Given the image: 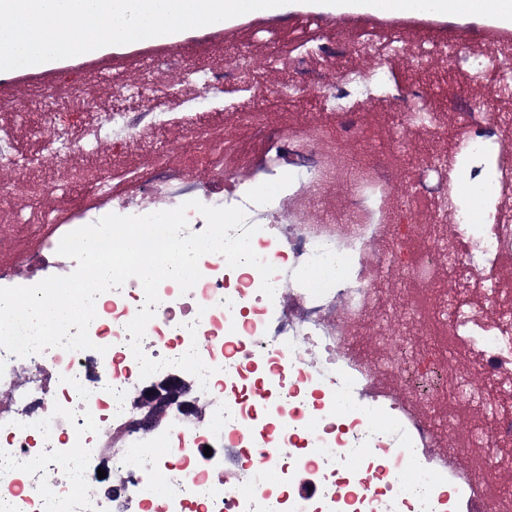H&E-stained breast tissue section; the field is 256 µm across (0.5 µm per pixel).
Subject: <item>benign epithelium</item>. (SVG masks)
<instances>
[{
  "instance_id": "obj_1",
  "label": "benign epithelium",
  "mask_w": 512,
  "mask_h": 512,
  "mask_svg": "<svg viewBox=\"0 0 512 512\" xmlns=\"http://www.w3.org/2000/svg\"><path fill=\"white\" fill-rule=\"evenodd\" d=\"M201 398L193 393V384L179 375L145 386L134 400L136 413L127 424L130 431L147 434L161 425L170 410L174 409L185 420L196 423L204 418Z\"/></svg>"
}]
</instances>
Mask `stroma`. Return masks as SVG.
<instances>
[{"label":"stroma","mask_w":512,"mask_h":512,"mask_svg":"<svg viewBox=\"0 0 512 512\" xmlns=\"http://www.w3.org/2000/svg\"><path fill=\"white\" fill-rule=\"evenodd\" d=\"M313 17L307 11H291L274 17L254 15L229 27L194 31L174 46L144 43L93 58L75 56L48 70L0 75V124L13 128L17 150L34 156L41 149L45 128L39 111H18L19 99H35L39 90L46 86L54 87L63 96L78 88L103 93L114 85L132 87L152 66L163 74H178L180 67L172 62L176 56L202 69L224 71L235 65L233 49L246 44L255 61L253 86L261 91L259 103L265 111L268 127L284 132L298 124L310 126L317 134L320 158L330 171L327 182L305 186L301 198L290 203L289 209L295 218L309 223L318 219L321 208L347 209L360 182L371 174L384 155L394 153L398 156V167L384 214L390 239L409 251L431 245L426 206L416 207L413 223L397 221L401 208L407 204L412 168L433 154L454 150L459 145L465 131L453 115L456 106L481 101L488 110L501 108V101L490 95L495 74L485 72L480 82L475 83L464 71L444 60L423 68L406 58L387 61L385 69L390 88L422 89L439 119L438 129L406 130L404 137L409 148L402 153L396 150L394 119L385 99L362 97L355 102L370 130V143H340L333 134V112L324 109L316 93L286 98L279 86L289 76L299 75L308 80L316 73L328 76L342 66L357 68L362 63L361 58L346 55L324 60L312 58L307 62V71L299 72V44L305 38L349 45L385 30L400 31L412 43L458 37L465 39V51L470 60L479 62L503 42H512V29L479 18L441 20L382 14H321L314 17L318 23L312 27L308 21ZM268 30L278 32V41L260 42V35ZM247 97V91L230 84L222 103L216 106L212 103L211 92L190 90L188 107L206 113L208 126L215 133L210 149L202 154L193 152L183 138L184 110L188 107L171 103L167 106L171 121L160 141L138 137L118 146L103 135L97 143L81 146L69 160L30 167L26 175L28 184H36L49 174L54 177L58 190L49 200L30 195L0 197V230L16 237L13 246L0 248V259L10 264L18 251L58 247L76 212L92 208L101 213L111 212L112 199L116 196L135 200V181L142 175L153 176L162 183L163 193L152 200L160 209L168 208V193L172 189L204 188L212 176L227 165L236 167L238 180L258 179L263 145L257 132L237 119L238 104ZM98 170L114 175L103 192L89 179L90 173ZM374 277L382 281L385 291L357 331L361 352L376 359L387 348L392 330L407 324L408 298L399 293V283L386 265L377 264ZM419 346L422 353L416 359L417 366L423 370L439 367L451 382L462 376L472 362L470 352L449 342L444 334L420 339ZM374 385L404 403L410 411L431 416L436 426L433 453H442L456 441L468 438L484 423L481 413L468 405L458 411L448 402L439 401L431 408H424L417 394L401 385L390 370H382Z\"/></svg>","instance_id":"1"}]
</instances>
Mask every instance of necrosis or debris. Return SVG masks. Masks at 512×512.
Here are the masks:
<instances>
[{"mask_svg":"<svg viewBox=\"0 0 512 512\" xmlns=\"http://www.w3.org/2000/svg\"><path fill=\"white\" fill-rule=\"evenodd\" d=\"M352 50L379 57L407 53L420 66L439 59L462 68L468 63L459 44L410 46L396 31L361 39ZM374 91L388 92L384 69L369 82L345 69L324 89L343 140L362 139L352 102ZM125 101L114 93L93 99L79 90L45 94L41 108L50 133L43 154L67 157L80 137L105 130L133 135ZM239 116L267 141L266 166L276 176L262 187L241 182L200 201L244 209L247 225L258 228L253 249L276 269L275 293H261L256 268H232L204 255L201 278L189 292L171 280L161 283L142 341L150 359H173L194 347L219 368L220 381L207 383L216 405L211 424L175 420L162 447L138 433L113 447L112 432L131 417L143 385L126 326L141 310L144 292L129 279L97 298L89 327L94 349L48 348L19 358L0 348V483L8 489L0 495V512H512V492L499 487L477 496L487 469L462 477L429 456L430 420L376 390L379 363L353 351L352 327L379 294L366 257L386 239L381 189L392 184L390 161L380 159L349 210L322 211L319 223L282 233L269 219L287 216L285 204L301 195L303 184L279 170L311 129L266 130L264 113L250 100ZM458 118L469 130L466 139L449 163L416 169L410 191L427 203L429 223L455 216L460 251L452 259L453 286L438 305L449 335L471 351L479 379L511 382L512 299L499 271L512 256V207L504 203L512 196V160L501 151L512 135V113L492 114L475 104ZM477 195L482 202L475 208L469 200ZM438 270L437 253L425 248L399 265V284L434 288ZM463 288L479 293V303L459 302ZM338 306L345 310L340 321L333 315ZM407 343L396 337L386 354L400 382L426 403L456 398L447 378L419 375ZM244 452L256 465L239 468L228 481L225 468L236 466ZM64 464L80 473V482L56 477ZM98 464L129 483L163 489L141 499H112L95 477Z\"/></svg>","mask_w":512,"mask_h":512,"instance_id":"obj_1","label":"necrosis or debris"}]
</instances>
